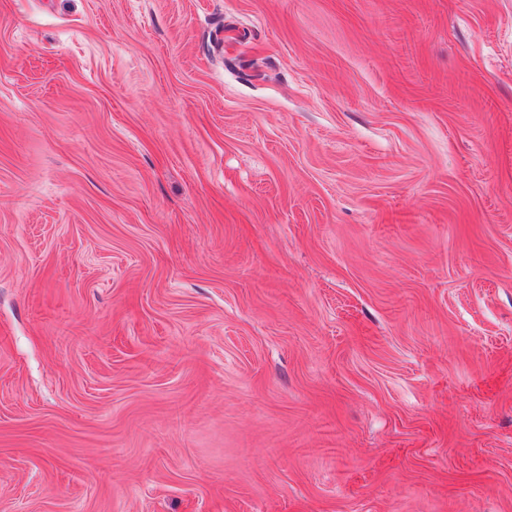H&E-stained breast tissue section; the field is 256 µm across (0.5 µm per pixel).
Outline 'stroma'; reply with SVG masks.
I'll use <instances>...</instances> for the list:
<instances>
[{"label":"stroma","instance_id":"stroma-1","mask_svg":"<svg viewBox=\"0 0 512 512\" xmlns=\"http://www.w3.org/2000/svg\"><path fill=\"white\" fill-rule=\"evenodd\" d=\"M0 512H512V0H0Z\"/></svg>","mask_w":512,"mask_h":512}]
</instances>
